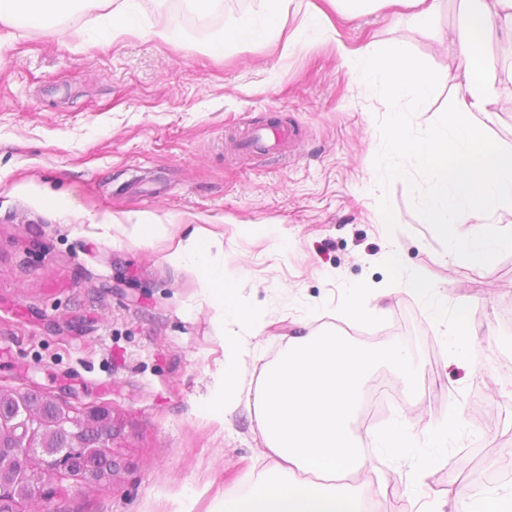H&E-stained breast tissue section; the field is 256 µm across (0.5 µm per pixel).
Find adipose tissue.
Returning <instances> with one entry per match:
<instances>
[{
  "label": "adipose tissue",
  "instance_id": "ef3b65f1",
  "mask_svg": "<svg viewBox=\"0 0 512 512\" xmlns=\"http://www.w3.org/2000/svg\"><path fill=\"white\" fill-rule=\"evenodd\" d=\"M328 9L347 20L380 8L421 32H429L442 0H327ZM463 21L451 29L458 46L465 80L455 90L448 113L431 129L413 130L408 115L421 111L434 88L425 57L398 41H370L355 50L340 49L343 66L366 88L384 97L393 120L384 148L411 159L423 180L412 184L421 196L427 223L448 241L449 256L462 255L481 265L497 251L512 246V237L496 232L491 221L498 211L512 210V150L503 149L472 123L476 112L497 104L499 88L489 76L493 67L485 39L494 33L512 45V0H463ZM328 9L311 0H262L258 10L225 21L218 42L227 47H290L284 34L289 14L301 17L310 36L332 32ZM90 14L99 28L100 43L140 30L149 37L177 43L176 23L163 18L149 27L139 19V0H0V24L8 27L61 23L74 13ZM482 207L488 222L465 235L455 225L466 223L474 207ZM214 242L200 231L179 242L167 260L191 267L199 276L204 298L221 312L224 329V366L202 407L210 418L222 420L240 406L255 412L257 427L267 446L269 464L264 471L245 476L237 487L225 490L213 512H362V494L351 476L368 471L370 458L351 428L360 407L364 379L378 365L396 370L408 385L416 373L401 346L360 344L332 330L301 321L300 335L290 337L279 356L264 364L255 387L245 388L240 368L249 354L250 337L260 335L265 324L238 300L236 277L213 255ZM393 280L426 307L432 329L448 321V305L438 287L417 271L407 269L396 252H389ZM409 419L394 421L374 435L373 447L395 460L416 459L418 467L433 463V456L415 458L418 441L444 448L448 438L465 432L463 421L450 414L438 429L416 433Z\"/></svg>",
  "mask_w": 512,
  "mask_h": 512
}]
</instances>
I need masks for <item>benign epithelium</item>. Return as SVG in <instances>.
Instances as JSON below:
<instances>
[{"mask_svg": "<svg viewBox=\"0 0 512 512\" xmlns=\"http://www.w3.org/2000/svg\"><path fill=\"white\" fill-rule=\"evenodd\" d=\"M117 433L112 409H78L35 386L0 388V512H28L68 483L80 491L113 476L105 453Z\"/></svg>", "mask_w": 512, "mask_h": 512, "instance_id": "7a95c632", "label": "benign epithelium"}]
</instances>
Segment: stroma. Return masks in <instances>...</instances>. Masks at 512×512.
<instances>
[{
    "label": "stroma",
    "mask_w": 512,
    "mask_h": 512,
    "mask_svg": "<svg viewBox=\"0 0 512 512\" xmlns=\"http://www.w3.org/2000/svg\"><path fill=\"white\" fill-rule=\"evenodd\" d=\"M260 0H216L197 25L188 0H140L145 23L167 14L180 44L128 36L99 49L86 17L70 29L0 26V386L41 387L80 407L107 406L120 428L110 448L113 479L53 496L52 512H211L216 497L251 470L266 446L252 409L226 421L203 415L224 360L219 312L200 292L197 273L165 256L197 227L219 240L213 253L239 274V300L266 312L241 373L258 378L299 316L355 342L399 344L419 373L410 395L390 369L365 384L391 389L374 418H358L360 436L398 418L421 428L458 411L467 425L450 462L425 472L374 455L361 475L376 512H449V488L493 489L512 452V248L490 263L447 259L448 242L426 224L411 193L420 172L388 154V103L340 64L337 43L355 49L396 40L425 56L435 89L414 130L451 108L464 79L449 30L459 0H445L434 34L379 10L337 21L336 34L310 37L289 15L288 53L237 46L200 53L225 17ZM486 50L501 88L491 112L472 122L512 149V47L489 36ZM292 127L291 142L247 152L249 127ZM64 199L47 207L46 197ZM396 221L384 223V211ZM145 216L168 236L136 246L113 231ZM287 235V248L278 238ZM437 285L449 305L463 301L473 338L462 360L446 359L420 301L393 285L385 255ZM375 285V322L338 317L344 286ZM400 471L394 492L375 493L377 476Z\"/></svg>",
    "instance_id": "1"
}]
</instances>
